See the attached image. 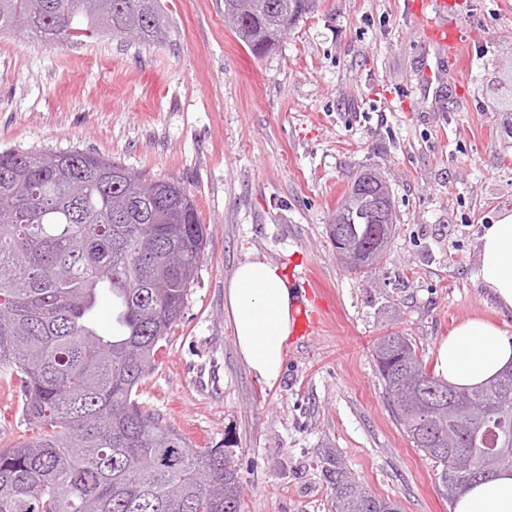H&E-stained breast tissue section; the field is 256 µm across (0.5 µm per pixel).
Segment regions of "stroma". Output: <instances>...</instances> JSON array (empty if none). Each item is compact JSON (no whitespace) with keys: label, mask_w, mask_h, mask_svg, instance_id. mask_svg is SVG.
I'll return each mask as SVG.
<instances>
[{"label":"stroma","mask_w":512,"mask_h":512,"mask_svg":"<svg viewBox=\"0 0 512 512\" xmlns=\"http://www.w3.org/2000/svg\"><path fill=\"white\" fill-rule=\"evenodd\" d=\"M163 41L59 44L0 33V151L81 150L180 181L209 239L179 322L139 400L195 449L232 452L242 512H335L337 469L402 512H450L438 469L383 397L372 347L411 336L426 365L463 320L512 333L476 278L486 224L512 211V0H455L468 77L441 70L406 0H319L271 53L224 26V0H161ZM377 168L398 216L367 274L336 257L329 224L356 172ZM309 267L328 312L288 342L268 386L224 310L237 265ZM21 377L0 367V448L30 438Z\"/></svg>","instance_id":"obj_1"}]
</instances>
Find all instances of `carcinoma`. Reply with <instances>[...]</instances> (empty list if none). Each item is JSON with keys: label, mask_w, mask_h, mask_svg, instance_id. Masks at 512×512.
Returning <instances> with one entry per match:
<instances>
[{"label": "carcinoma", "mask_w": 512, "mask_h": 512, "mask_svg": "<svg viewBox=\"0 0 512 512\" xmlns=\"http://www.w3.org/2000/svg\"><path fill=\"white\" fill-rule=\"evenodd\" d=\"M318 0H224V26L255 56L276 47ZM24 28L82 44L103 35L155 41L160 0H0V31ZM367 168L333 214L343 241L374 243L373 223H396L387 182ZM0 364L25 382L22 415L38 429L0 449V512H242L238 469L222 448L189 447L138 400L160 343L179 321L208 242L178 181L152 180L99 155L0 152ZM112 296V336L100 335L101 290ZM384 398L424 456L438 463L448 501L479 478L512 470V370L479 387L436 378L412 337L374 345ZM487 404L504 424L486 465L467 447L456 412ZM336 512H400L336 470Z\"/></svg>", "instance_id": "carcinoma-1"}]
</instances>
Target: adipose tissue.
<instances>
[{
  "instance_id": "ef3b65f1",
  "label": "adipose tissue",
  "mask_w": 512,
  "mask_h": 512,
  "mask_svg": "<svg viewBox=\"0 0 512 512\" xmlns=\"http://www.w3.org/2000/svg\"><path fill=\"white\" fill-rule=\"evenodd\" d=\"M477 278L498 313H512V212L480 237ZM295 299L278 266L253 258L240 263L224 292L238 352L267 385L282 373L284 346L294 326ZM512 365V335L483 318L461 323L436 349L434 374L457 387H476ZM453 512H512V470L470 485Z\"/></svg>"
}]
</instances>
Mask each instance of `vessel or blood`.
Segmentation results:
<instances>
[{
	"label": "vessel or blood",
	"instance_id": "b4317fda",
	"mask_svg": "<svg viewBox=\"0 0 512 512\" xmlns=\"http://www.w3.org/2000/svg\"><path fill=\"white\" fill-rule=\"evenodd\" d=\"M407 9L429 42L447 57L449 67L461 70L469 57V44L450 0H407Z\"/></svg>",
	"mask_w": 512,
	"mask_h": 512
}]
</instances>
